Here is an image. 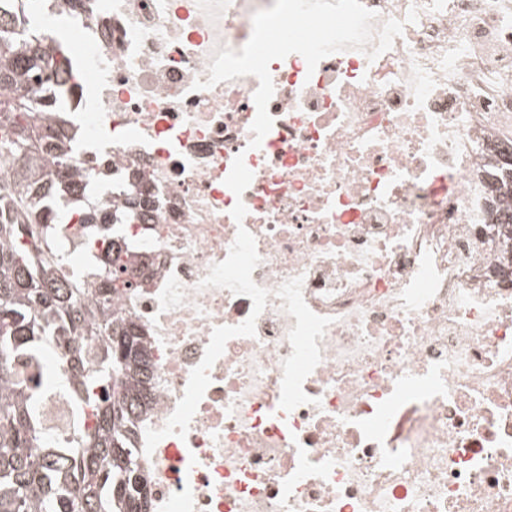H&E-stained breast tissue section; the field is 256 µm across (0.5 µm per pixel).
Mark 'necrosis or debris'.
<instances>
[{
	"mask_svg": "<svg viewBox=\"0 0 512 512\" xmlns=\"http://www.w3.org/2000/svg\"><path fill=\"white\" fill-rule=\"evenodd\" d=\"M375 60L271 62L208 89L275 0H56L78 79L69 162L133 283L153 365L130 428L149 512H512V270L491 213L512 146V0H362ZM144 199L114 224L129 192ZM64 275L100 284L86 225ZM75 405L43 403L55 441Z\"/></svg>",
	"mask_w": 512,
	"mask_h": 512,
	"instance_id": "1",
	"label": "necrosis or debris"
}]
</instances>
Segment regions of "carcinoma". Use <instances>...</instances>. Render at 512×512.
I'll return each instance as SVG.
<instances>
[{"label":"carcinoma","instance_id":"cac0c4a2","mask_svg":"<svg viewBox=\"0 0 512 512\" xmlns=\"http://www.w3.org/2000/svg\"><path fill=\"white\" fill-rule=\"evenodd\" d=\"M19 15L0 9V150L18 161L0 172V512H147L148 494L126 424L149 400L150 365L134 325L112 318V292L128 283L123 249L100 234L109 257L98 308L81 306L77 277L56 278L59 247L45 233L56 222L61 183L76 193L62 131L39 119L58 111L76 73L69 50L35 30L18 37ZM56 156L41 173L38 159ZM101 319L108 343L87 365L74 355L65 372L74 400L73 432L49 445L41 436V394L56 386L40 370L41 351L57 336L83 335L85 314Z\"/></svg>","mask_w":512,"mask_h":512}]
</instances>
